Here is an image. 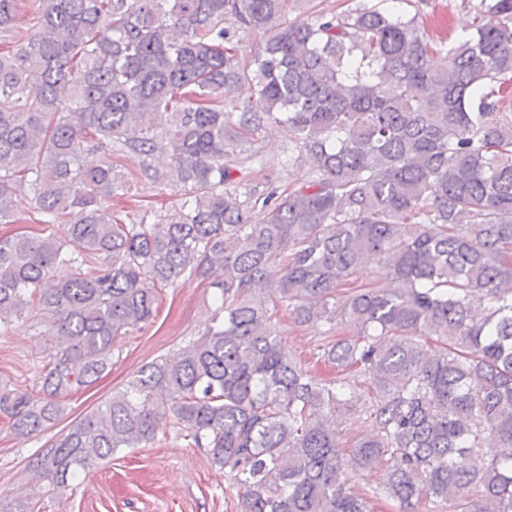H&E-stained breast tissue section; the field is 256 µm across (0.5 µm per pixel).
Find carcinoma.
<instances>
[{"label":"carcinoma","instance_id":"cac0c4a2","mask_svg":"<svg viewBox=\"0 0 512 512\" xmlns=\"http://www.w3.org/2000/svg\"><path fill=\"white\" fill-rule=\"evenodd\" d=\"M289 2L34 0L29 36L0 51V224L24 190L43 229L0 238V312L39 316L57 344L44 398L3 384L0 414L17 438L47 429L164 288L198 280L219 302L199 336L33 453L31 472L63 489L168 418L241 512H512V0H478L452 42L398 14L403 0L310 21ZM18 11L0 0V32ZM270 122L308 165L297 188L234 176ZM90 149L102 165H81ZM127 153L144 158L138 182L186 187L179 208L114 215ZM285 317L327 325L321 358L366 385L352 476L336 416L354 390L289 353ZM340 325L357 337L330 339ZM379 464L372 497L354 492ZM36 505L0 492V512Z\"/></svg>","mask_w":512,"mask_h":512}]
</instances>
